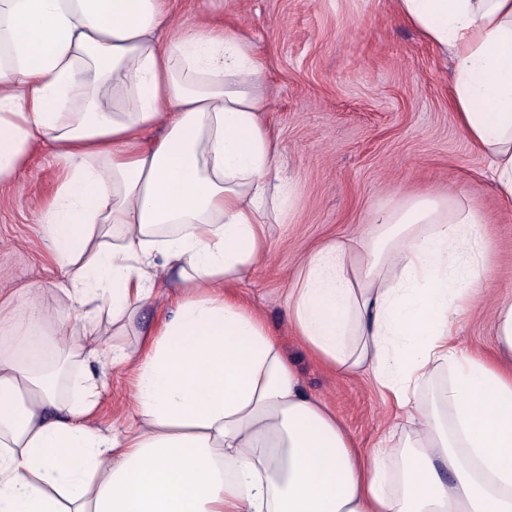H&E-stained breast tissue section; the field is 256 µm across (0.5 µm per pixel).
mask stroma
I'll use <instances>...</instances> for the list:
<instances>
[{
	"label": "stroma",
	"mask_w": 512,
	"mask_h": 512,
	"mask_svg": "<svg viewBox=\"0 0 512 512\" xmlns=\"http://www.w3.org/2000/svg\"><path fill=\"white\" fill-rule=\"evenodd\" d=\"M172 11L179 23L236 27L265 68L263 119L279 138L293 203L270 224L267 256L238 292L281 333L303 388L336 411L361 448L377 447L392 402L370 377L339 376L308 353L288 326V290L309 252L366 231L392 199L427 191L462 197L481 211L492 249L484 299L456 317L455 339L496 357L492 307L512 299V206L459 128L452 63L399 19L393 0H172ZM62 165L37 149L15 181L0 185V301L10 303L0 313V343L27 317V289H41L48 307L64 305L68 282L37 220ZM93 372L103 393L91 424L121 428L132 378L119 368Z\"/></svg>",
	"instance_id": "1"
}]
</instances>
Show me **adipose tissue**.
Here are the masks:
<instances>
[{
  "mask_svg": "<svg viewBox=\"0 0 512 512\" xmlns=\"http://www.w3.org/2000/svg\"><path fill=\"white\" fill-rule=\"evenodd\" d=\"M395 3L453 59L459 126L512 204V0ZM264 75L246 35L175 24L171 0H0V183L41 145L64 159L40 221L69 281L61 309L29 290L0 346V512H512V367L453 331L491 249L475 206L394 199L288 291L309 352L394 401L373 450L238 295L291 196ZM160 287L171 308L135 346L70 334L104 311L123 333ZM95 362L132 374L120 432L90 424Z\"/></svg>",
  "mask_w": 512,
  "mask_h": 512,
  "instance_id": "adipose-tissue-1",
  "label": "adipose tissue"
}]
</instances>
